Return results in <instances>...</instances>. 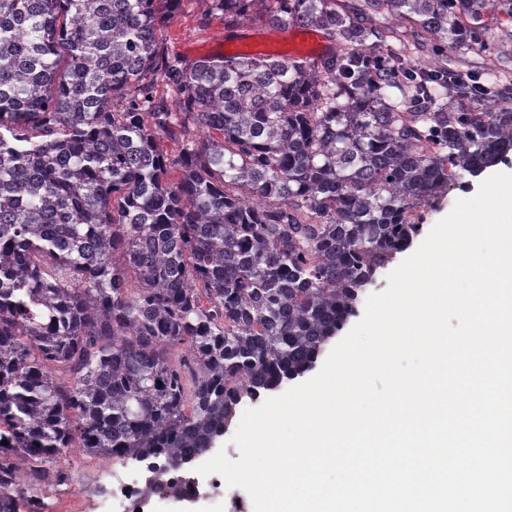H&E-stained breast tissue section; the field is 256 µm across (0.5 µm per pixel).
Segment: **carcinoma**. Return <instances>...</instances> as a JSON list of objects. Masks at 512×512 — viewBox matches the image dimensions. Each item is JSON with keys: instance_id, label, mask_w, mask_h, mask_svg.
Instances as JSON below:
<instances>
[{"instance_id": "cac0c4a2", "label": "carcinoma", "mask_w": 512, "mask_h": 512, "mask_svg": "<svg viewBox=\"0 0 512 512\" xmlns=\"http://www.w3.org/2000/svg\"><path fill=\"white\" fill-rule=\"evenodd\" d=\"M206 2L204 27L316 28L334 52L165 60L181 0H0V512L66 482L76 442L140 465L145 502L190 498L193 462L313 367L416 209L512 157V81L446 64L494 56L512 0Z\"/></svg>"}]
</instances>
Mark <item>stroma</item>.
Listing matches in <instances>:
<instances>
[{
    "label": "stroma",
    "instance_id": "obj_1",
    "mask_svg": "<svg viewBox=\"0 0 512 512\" xmlns=\"http://www.w3.org/2000/svg\"><path fill=\"white\" fill-rule=\"evenodd\" d=\"M207 10L205 0H181L180 8L173 18L164 24L163 46L168 55H178L187 60L205 56L227 55L239 51L255 53L262 51L264 44L287 43V32L256 26L249 32V43L238 44L226 41L223 23L213 21L202 26L201 20ZM501 54L496 60L489 58L473 47L450 49L449 55L464 69L472 71L497 70L512 75V40L500 39ZM482 182L481 177H464L442 191L434 206L418 208L417 215L425 229L448 215L457 200L473 197ZM58 466L69 473L67 484L46 490L42 497V512H121L120 507L105 509L104 503L112 494V486L102 476L112 472H134V465H124L101 456H92L80 448H72L63 455ZM197 498L189 500H152L144 504L142 512H238V500L248 499L244 489L216 482L214 476L199 477Z\"/></svg>",
    "mask_w": 512,
    "mask_h": 512
}]
</instances>
